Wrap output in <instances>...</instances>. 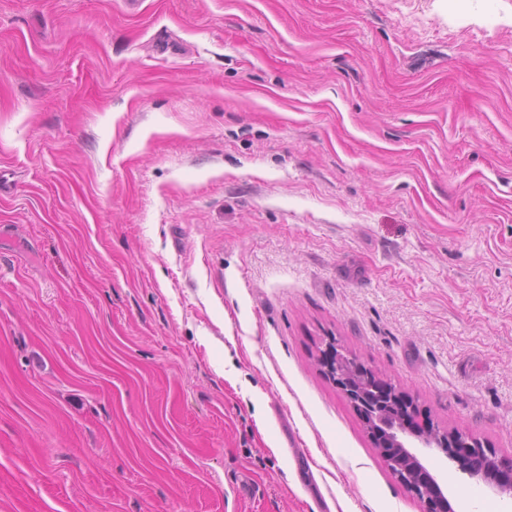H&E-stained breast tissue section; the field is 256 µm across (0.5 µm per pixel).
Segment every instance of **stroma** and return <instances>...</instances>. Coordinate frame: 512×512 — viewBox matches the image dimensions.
I'll return each mask as SVG.
<instances>
[{
	"instance_id": "obj_1",
	"label": "stroma",
	"mask_w": 512,
	"mask_h": 512,
	"mask_svg": "<svg viewBox=\"0 0 512 512\" xmlns=\"http://www.w3.org/2000/svg\"><path fill=\"white\" fill-rule=\"evenodd\" d=\"M330 341L512 457V0H0V512H426ZM323 352L333 355L332 359H325L323 357V353L321 354L320 363L326 374L336 384V387L339 388L342 393L350 400L353 406L355 408H359V411L361 412V415L365 421L364 411L368 409L369 406V400L366 396L365 390H374L373 387L375 382L389 385L388 382L383 379L374 378V376L368 371L365 376L363 383L364 385L354 386L348 380L346 372L344 371L346 365H348V362L352 361L341 354L336 349L334 344L327 345Z\"/></svg>"
}]
</instances>
